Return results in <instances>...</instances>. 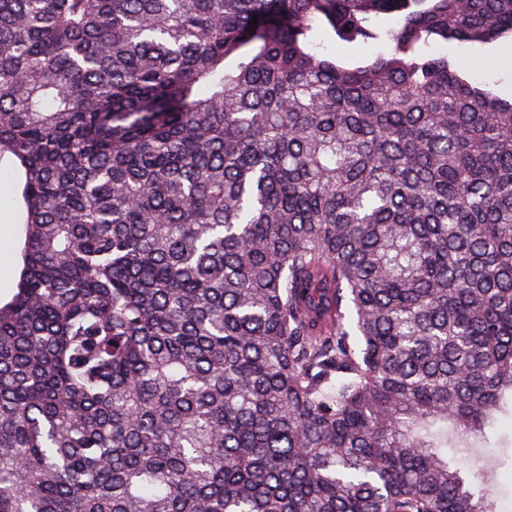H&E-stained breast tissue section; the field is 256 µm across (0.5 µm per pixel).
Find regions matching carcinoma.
<instances>
[{
  "label": "carcinoma",
  "instance_id": "carcinoma-1",
  "mask_svg": "<svg viewBox=\"0 0 512 512\" xmlns=\"http://www.w3.org/2000/svg\"><path fill=\"white\" fill-rule=\"evenodd\" d=\"M502 41L512 0H0V512H494L448 449L512 415V99L430 48ZM322 40L323 48L325 53L329 54H339L346 56H355V57H366L372 55L378 51L385 50L388 48V45H379L377 41L368 40V42L357 41L352 44L336 42V40L331 39L330 37H324ZM9 171L10 164L5 160L0 162V227L4 224L15 225L9 237L4 238L0 235V299L2 292V301L9 300L15 292L19 278L17 266L18 263L20 264V242L23 232L18 188L16 181L8 174Z\"/></svg>",
  "mask_w": 512,
  "mask_h": 512
}]
</instances>
